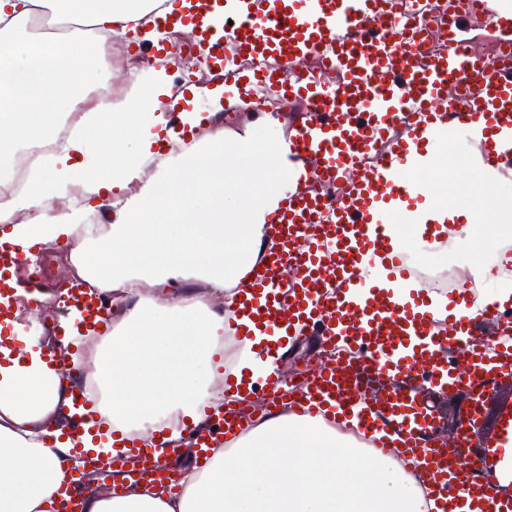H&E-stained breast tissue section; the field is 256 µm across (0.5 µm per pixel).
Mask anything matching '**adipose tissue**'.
Listing matches in <instances>:
<instances>
[{
    "instance_id": "adipose-tissue-1",
    "label": "adipose tissue",
    "mask_w": 512,
    "mask_h": 512,
    "mask_svg": "<svg viewBox=\"0 0 512 512\" xmlns=\"http://www.w3.org/2000/svg\"><path fill=\"white\" fill-rule=\"evenodd\" d=\"M130 21L149 24L144 0H0V224L10 225L0 244L26 253L73 242L77 274L128 301L94 350L96 410L108 428L82 449L50 426L60 380L43 363L46 343L27 333L0 350V512H56L87 452L125 456L130 432L175 443L186 425H205L224 401L212 389L224 314L196 298L159 306L155 296L197 279L232 298L269 243L262 218L286 178L272 144L244 136L230 150L223 132L208 131L198 149L158 163L160 139L179 137L157 110L170 93L163 75L139 78L125 100L89 102L105 78L101 39ZM81 103L86 112L59 137ZM40 143L51 151L15 189V155ZM116 194L112 224L93 230V200ZM252 334L238 367L247 391L275 372L281 342ZM411 483L334 428L279 413L212 448L203 468L181 470L179 492L100 493L84 512H422Z\"/></svg>"
}]
</instances>
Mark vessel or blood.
Here are the masks:
<instances>
[{"label":"vessel or blood","mask_w":512,"mask_h":512,"mask_svg":"<svg viewBox=\"0 0 512 512\" xmlns=\"http://www.w3.org/2000/svg\"><path fill=\"white\" fill-rule=\"evenodd\" d=\"M155 8V25L183 30L198 60L223 69L224 112L288 115L275 132L288 186L267 218L270 247L238 285L224 315V332L245 336L250 325L267 335L319 336L332 356L302 374L288 400L300 418L324 421L353 438L367 455L413 463L427 512H512V480L467 476L464 461L503 459L512 447V404L499 406L491 437L477 435L488 402L512 379V305L481 293L475 282L443 291L412 261L415 250L445 241L434 225L405 239L391 219L405 214L424 187L404 172L431 162L440 134L455 130L472 142L470 172L481 180L512 182V65H491L512 45V0H471L468 8L433 12L430 0H179ZM480 16L492 54L456 40ZM447 29L441 42L431 31ZM167 117L181 129L183 148L195 130L178 100ZM336 193L315 191L317 183ZM24 255L0 245V326L13 324ZM75 321H59L60 335L98 332L106 314L82 285L64 297ZM486 343H469L478 329ZM69 352L46 353L48 368L69 380ZM463 391L474 399L460 411L453 445L438 435L441 417L414 392L415 384ZM248 400L233 371L224 373L223 411L209 425L187 426L196 451L242 435L252 418L238 414ZM104 483L170 485L177 477L153 451L133 448L121 460H102ZM79 478L59 502L82 512Z\"/></svg>","instance_id":"vessel-or-blood-1"}]
</instances>
